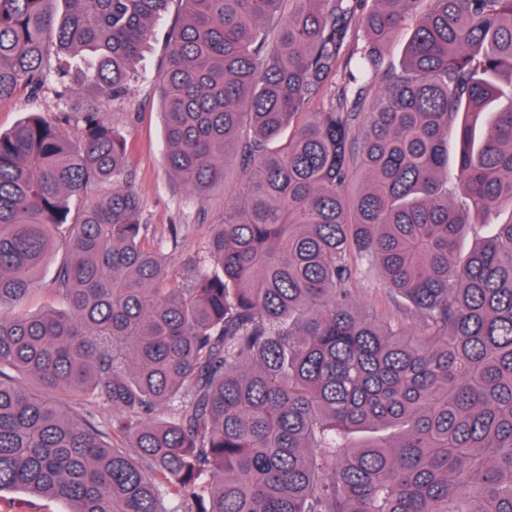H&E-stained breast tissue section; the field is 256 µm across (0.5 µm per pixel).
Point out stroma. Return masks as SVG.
<instances>
[{
    "instance_id": "35a3bbf8",
    "label": "stroma",
    "mask_w": 512,
    "mask_h": 512,
    "mask_svg": "<svg viewBox=\"0 0 512 512\" xmlns=\"http://www.w3.org/2000/svg\"><path fill=\"white\" fill-rule=\"evenodd\" d=\"M177 4H170L166 16L155 27V37L148 44L144 59L133 75L124 96L107 109L108 119L129 142L125 162L128 181L144 201V220L152 233L162 238L174 281L182 285L192 282L197 272L186 260L203 250L214 227L224 221V204L241 185L238 163H228L224 169L223 187L214 189L204 198H197L166 168L165 143L161 121V99L157 74L167 53V32L177 13ZM50 79L65 77L75 92L58 99L53 89H44L37 97L18 92L0 101V131L6 132L33 112H89L98 106L86 92L83 74L75 66H64L57 53L46 60Z\"/></svg>"
}]
</instances>
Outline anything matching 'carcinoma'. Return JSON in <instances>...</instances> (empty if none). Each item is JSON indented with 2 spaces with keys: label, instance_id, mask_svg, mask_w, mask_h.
<instances>
[{
  "label": "carcinoma",
  "instance_id": "carcinoma-1",
  "mask_svg": "<svg viewBox=\"0 0 512 512\" xmlns=\"http://www.w3.org/2000/svg\"><path fill=\"white\" fill-rule=\"evenodd\" d=\"M55 2L0 0V101L39 90L54 48L91 58L107 106L172 0ZM177 2L166 167L201 198L234 156L241 197L176 287L106 112L0 132V491L67 512H512V0ZM351 46L363 85L329 97ZM60 247L66 310L32 311ZM374 272L386 316L356 303Z\"/></svg>",
  "mask_w": 512,
  "mask_h": 512
}]
</instances>
